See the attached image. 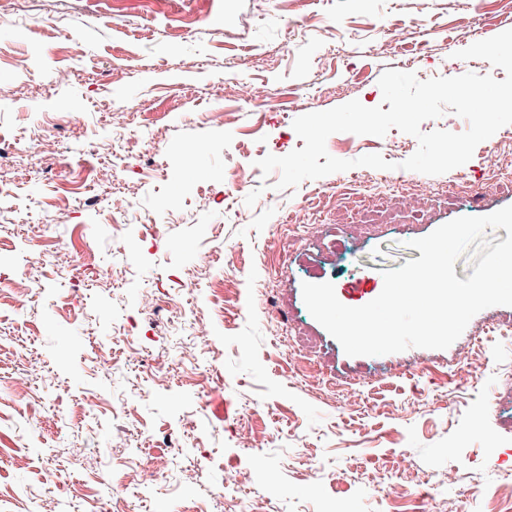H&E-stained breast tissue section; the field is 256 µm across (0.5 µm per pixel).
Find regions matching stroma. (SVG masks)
I'll use <instances>...</instances> for the list:
<instances>
[{"label":"stroma","instance_id":"35a3bbf8","mask_svg":"<svg viewBox=\"0 0 512 512\" xmlns=\"http://www.w3.org/2000/svg\"><path fill=\"white\" fill-rule=\"evenodd\" d=\"M392 25L405 34L391 46ZM508 29L512 0H18L0 18V81L16 89L0 125L39 122L46 139L0 170L12 189L0 198V512H97L102 497L122 512H441L452 467L484 492L461 512H512V426L491 405L512 376V337L472 341L484 323H512V307L482 310L443 350L350 356L302 295L303 283L329 282L344 305L370 302L383 271L420 258L412 240L512 205V182L490 178L477 153L441 175L395 168L411 205L353 234L349 224L380 202L360 198L350 172L280 190L279 172L256 165L303 148L292 127L301 115L381 105L385 70L504 79L455 53ZM17 56L30 71L13 67ZM60 64L75 69L62 87ZM235 74L278 107L241 99ZM127 102L137 106L130 125L111 131L107 113ZM217 107L220 126L206 119ZM193 144L200 153H188ZM326 147L396 165L418 141L394 128L335 133ZM106 159L137 202L124 219L104 212L109 191L91 181ZM254 204L253 223H236ZM300 204L325 225L320 240L287 224ZM84 264L98 274L72 293L67 271ZM15 272L37 282L34 294L11 290ZM184 278L200 289L181 294ZM145 293L161 312L138 311ZM198 326L214 338L200 355L189 347ZM279 336L313 351L285 358ZM32 364L45 375L18 397L14 379ZM158 366L170 370L168 390L150 380ZM463 368L477 381L460 385ZM353 379L364 383L356 408L343 391ZM89 396L105 415L82 419ZM56 399L55 423L45 407ZM402 451L412 496L382 503L376 489ZM91 453L97 479L80 468ZM164 456L198 465L197 484L181 489L171 471L132 495L137 473ZM232 472L242 483L227 495Z\"/></svg>","mask_w":512,"mask_h":512}]
</instances>
